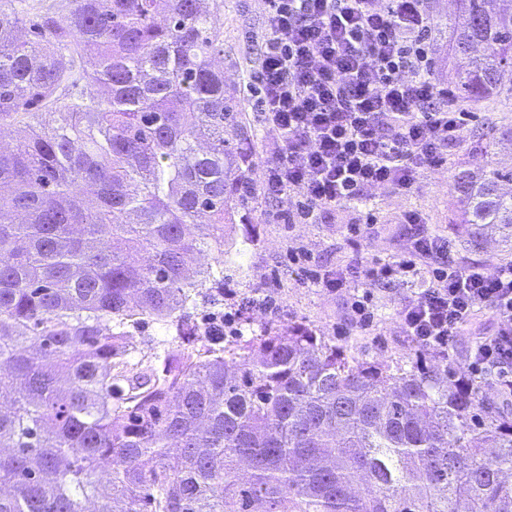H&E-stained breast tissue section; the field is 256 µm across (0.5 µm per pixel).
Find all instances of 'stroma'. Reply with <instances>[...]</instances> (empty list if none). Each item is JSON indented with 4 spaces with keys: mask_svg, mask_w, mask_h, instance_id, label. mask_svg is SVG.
Here are the masks:
<instances>
[{
    "mask_svg": "<svg viewBox=\"0 0 512 512\" xmlns=\"http://www.w3.org/2000/svg\"><path fill=\"white\" fill-rule=\"evenodd\" d=\"M265 7V0H224V80L230 92L238 96L243 93V73L259 57L258 45L246 44L244 35L261 32ZM429 8L435 19L434 76L444 82L453 64L450 20L455 14V3L429 0ZM470 111L465 139L449 153L447 166L425 170L416 187L406 194L390 189L369 191L368 206L378 222L360 238L358 245L350 244L346 231L347 224L358 215L356 206H339L319 224H283L273 221L272 216L288 209L289 198L251 199L242 211L241 222L224 229V289L237 299L260 289L267 291L276 298L278 310L272 315L245 316L239 323L240 335L251 337L268 327L285 328L301 323L370 362L431 359V351L405 336L398 320L401 308L417 295L415 283L395 282L374 288L378 316L373 330L365 334L350 321L352 289L326 292L300 283L289 254L305 250L315 264L346 274L362 262L399 260L411 238V229L402 223L401 217L405 212L415 211L425 217L429 232L448 236L456 261L480 262L490 269L511 263L512 246L505 244L497 233H486L479 248H472L470 228L455 221L451 187L458 166L474 169L487 162L505 163L512 159L497 143L492 130L494 123L512 120V94L503 93L499 100L471 106ZM495 327V319L482 313L457 336L451 360L456 378L469 376L470 347L478 336L491 334Z\"/></svg>",
    "mask_w": 512,
    "mask_h": 512,
    "instance_id": "obj_1",
    "label": "stroma"
}]
</instances>
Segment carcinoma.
<instances>
[{
    "mask_svg": "<svg viewBox=\"0 0 512 512\" xmlns=\"http://www.w3.org/2000/svg\"><path fill=\"white\" fill-rule=\"evenodd\" d=\"M456 2L455 96L512 92V7ZM223 11L0 0V512H512V419L448 359L360 361L301 326L226 347L184 319L200 284L224 288L248 203ZM505 183L455 173L473 238H512ZM149 319L176 336L139 369L125 339Z\"/></svg>",
    "mask_w": 512,
    "mask_h": 512,
    "instance_id": "carcinoma-1",
    "label": "carcinoma"
}]
</instances>
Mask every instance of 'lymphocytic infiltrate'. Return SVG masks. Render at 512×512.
I'll return each instance as SVG.
<instances>
[{"label":"lymphocytic infiltrate","mask_w":512,"mask_h":512,"mask_svg":"<svg viewBox=\"0 0 512 512\" xmlns=\"http://www.w3.org/2000/svg\"><path fill=\"white\" fill-rule=\"evenodd\" d=\"M266 2L259 60L243 83L273 143L250 193L296 194L282 219L316 224L369 190L408 192L422 171L447 165L468 115L433 77L434 21L425 0ZM402 221L415 228L409 250L360 271L354 325L372 323L376 285L418 280L416 299L399 314L406 336L449 357L463 327L490 312L497 326L473 344L464 386L490 375L512 390V263L491 271L454 261L451 241L429 233L421 214Z\"/></svg>","instance_id":"1"}]
</instances>
